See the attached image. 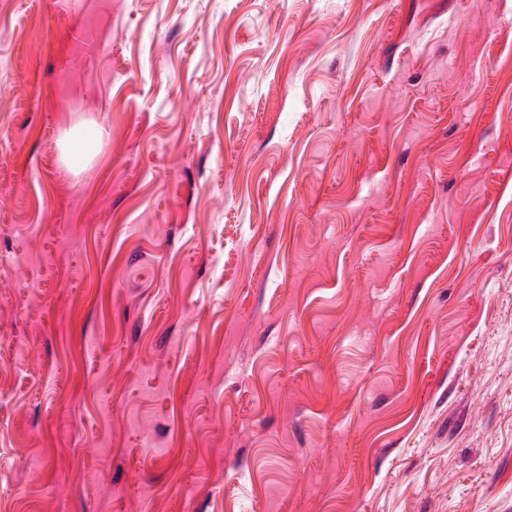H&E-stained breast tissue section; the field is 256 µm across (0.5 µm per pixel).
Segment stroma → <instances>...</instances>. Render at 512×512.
Wrapping results in <instances>:
<instances>
[{
	"instance_id": "1",
	"label": "stroma",
	"mask_w": 512,
	"mask_h": 512,
	"mask_svg": "<svg viewBox=\"0 0 512 512\" xmlns=\"http://www.w3.org/2000/svg\"><path fill=\"white\" fill-rule=\"evenodd\" d=\"M236 505L512 512V0H0V512ZM101 139L100 132L91 134L74 133L67 136L63 146V158L66 164L71 168L83 166L89 156L94 155L97 145Z\"/></svg>"
}]
</instances>
